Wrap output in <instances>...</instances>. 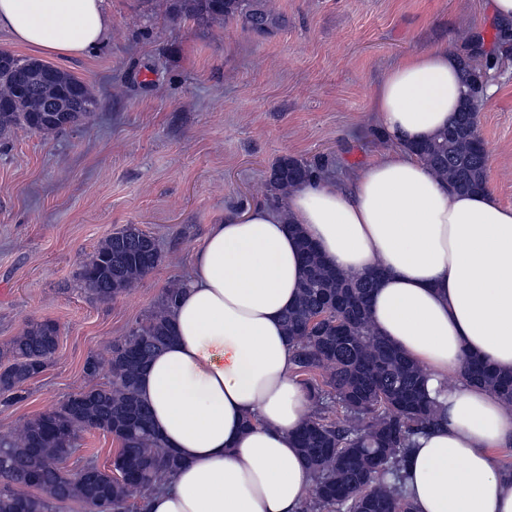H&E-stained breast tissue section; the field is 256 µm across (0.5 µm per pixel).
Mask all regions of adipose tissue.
I'll use <instances>...</instances> for the list:
<instances>
[{"label":"adipose tissue","instance_id":"adipose-tissue-1","mask_svg":"<svg viewBox=\"0 0 512 512\" xmlns=\"http://www.w3.org/2000/svg\"><path fill=\"white\" fill-rule=\"evenodd\" d=\"M111 24L104 0H0V29L48 56H85ZM457 52L403 58L373 102L389 142L343 185L313 176L284 209L226 212L195 249L171 312L174 338L140 377V394L179 470L147 512H299L312 489L295 446L310 415L282 317L302 276L299 224L329 266L381 269L372 324L427 374L443 420L418 434L404 489L416 512H512V409L462 377L476 357L512 373V206L493 189L454 190L413 155L462 100Z\"/></svg>","mask_w":512,"mask_h":512}]
</instances>
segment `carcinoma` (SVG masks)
Returning <instances> with one entry per match:
<instances>
[{
  "mask_svg": "<svg viewBox=\"0 0 512 512\" xmlns=\"http://www.w3.org/2000/svg\"><path fill=\"white\" fill-rule=\"evenodd\" d=\"M171 12L199 25L233 23L244 31L267 33L282 23L266 0H172ZM9 65L0 69V140L18 128L57 132L66 123L90 119L97 100L88 84L38 59L0 49ZM412 150L436 175L461 192L486 189L489 155L482 145L475 112L459 109L448 127L415 144ZM315 164L283 156L270 168L266 200L284 204L297 185L323 171ZM303 276L295 305L283 316L293 345L294 373L309 391L313 408L297 433V448L308 464L313 496L305 512H412L397 483L413 438L435 427L441 414L425 390L423 370L389 340L378 335L370 319V298L377 274L350 277L326 264L317 248L298 236ZM154 239L136 224L109 235L87 259L81 278L99 301L117 298L159 263ZM182 284L166 289L158 308L113 343L107 357L91 355L84 365L90 377L104 371L108 382L84 391L87 402L64 419L69 436L54 431L61 408L51 407L26 423L17 436L0 439V512H52L55 503L80 499L100 509L130 508L143 502L160 477L179 467L167 452L139 395V378L151 357L173 338L169 310ZM58 325L28 323L0 348L8 365L0 368V400L21 399V386L46 367L58 345ZM462 374L494 392L512 408V374L504 375L478 358ZM99 428L120 443L112 477L93 468L83 480L61 461L70 457L77 435ZM37 489L41 494L31 493Z\"/></svg>",
  "mask_w": 512,
  "mask_h": 512,
  "instance_id": "cac0c4a2",
  "label": "carcinoma"
}]
</instances>
